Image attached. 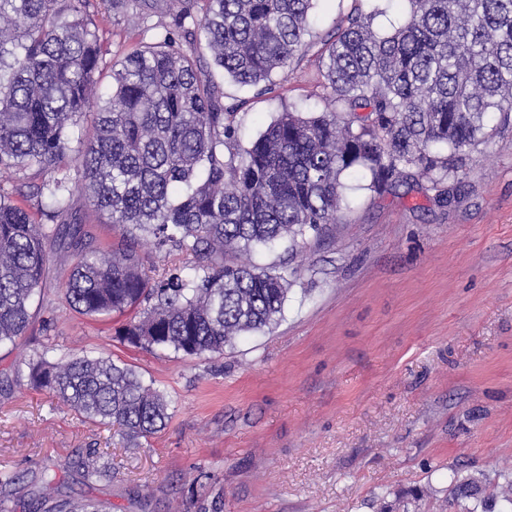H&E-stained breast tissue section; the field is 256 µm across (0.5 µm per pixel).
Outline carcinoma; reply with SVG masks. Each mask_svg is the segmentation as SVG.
I'll return each mask as SVG.
<instances>
[{
  "instance_id": "carcinoma-1",
  "label": "carcinoma",
  "mask_w": 512,
  "mask_h": 512,
  "mask_svg": "<svg viewBox=\"0 0 512 512\" xmlns=\"http://www.w3.org/2000/svg\"><path fill=\"white\" fill-rule=\"evenodd\" d=\"M170 18L157 38L112 64V91L95 95L103 40L89 0H0V176H42L28 198L0 193V346L25 335L44 288L47 247L72 254L62 284L76 312L107 319L137 348L176 355L222 354L235 338L282 318L288 267L237 257L279 241L292 250L329 232L345 205L342 177L363 168L377 194L427 183L446 207L464 186L462 155L492 137L490 119L512 120V0H399L404 21L374 29L380 10L355 8L319 55L326 110H286L249 146L240 145L244 102H224L203 73L214 66L257 94L300 63L312 43L316 0H138ZM84 144L81 159L70 143ZM120 233L95 244L73 207L66 175ZM148 240L181 264L153 277L139 252ZM50 348L16 371L83 418L118 427L129 442L165 428L168 401L126 363L82 355L56 362ZM87 480L111 475L96 452L77 461ZM21 481L0 472V512ZM490 493L484 476L453 475L451 503L465 512L512 506V476ZM54 480L32 512H94L60 499Z\"/></svg>"
}]
</instances>
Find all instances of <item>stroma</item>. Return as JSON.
<instances>
[{
  "label": "stroma",
  "instance_id": "1",
  "mask_svg": "<svg viewBox=\"0 0 512 512\" xmlns=\"http://www.w3.org/2000/svg\"><path fill=\"white\" fill-rule=\"evenodd\" d=\"M401 20L394 0H317L314 45L270 93L218 82L243 99L241 144L284 110L322 111L316 49L354 3ZM104 67L154 39L163 15L93 13ZM465 194L441 208L424 190L370 192L346 176L350 203L331 233L251 263L287 261L293 284L280 322L223 354L186 358L121 342L122 320L71 310L60 294L73 262L53 250L26 335L0 347V470L23 474L14 512H29L44 478L98 512H463L453 473H512V123L465 156ZM54 344L53 359L88 354L131 365L169 400L159 433L132 444L30 386L15 362ZM97 449L109 479L71 463Z\"/></svg>",
  "mask_w": 512,
  "mask_h": 512
}]
</instances>
